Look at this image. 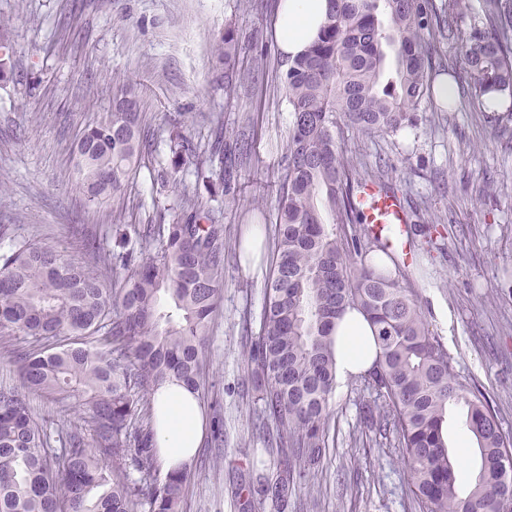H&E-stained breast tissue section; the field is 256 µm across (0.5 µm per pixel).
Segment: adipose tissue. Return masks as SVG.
Here are the masks:
<instances>
[{
  "label": "adipose tissue",
  "instance_id": "obj_1",
  "mask_svg": "<svg viewBox=\"0 0 512 512\" xmlns=\"http://www.w3.org/2000/svg\"><path fill=\"white\" fill-rule=\"evenodd\" d=\"M327 9V0H281L276 37L285 56L292 58L304 52L317 37ZM373 335L370 321L357 310H348L337 321V387H344L372 366L377 354ZM155 402L160 411L156 443L166 468L189 462L204 437L197 399L178 383L169 382L159 389Z\"/></svg>",
  "mask_w": 512,
  "mask_h": 512
}]
</instances>
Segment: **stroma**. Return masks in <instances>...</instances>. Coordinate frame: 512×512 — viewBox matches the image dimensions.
Masks as SVG:
<instances>
[{"mask_svg": "<svg viewBox=\"0 0 512 512\" xmlns=\"http://www.w3.org/2000/svg\"><path fill=\"white\" fill-rule=\"evenodd\" d=\"M278 0H0L13 49L0 77V235L66 246L67 228L90 224L112 249L120 224L174 219L185 196L198 198L224 227V292L212 316L204 356L210 389L206 423L224 422V448H199L191 462L183 512H418L411 478L393 434H362L357 420L370 398L359 382L334 393L326 457L284 499L261 493L279 469L263 441L266 421L247 374L245 324H258L275 250V192H262L281 172L291 114L276 40ZM240 40L259 39L263 56L240 57L242 79L224 89L215 68L225 27ZM133 87L154 146L142 155L121 193L89 203L78 187L74 147L112 98ZM181 115L192 154L207 159L216 126L254 125L256 153L240 183L238 203L219 183H196L170 168L168 119ZM498 112L474 111L466 96L439 110L424 101L397 134L345 133L343 149L363 173H382L407 210L448 231L437 250L406 265L429 329L439 336L458 382L484 393L512 435V139L499 137ZM263 225L265 238L245 261L244 230ZM445 434L461 479L479 456L459 412Z\"/></svg>", "mask_w": 512, "mask_h": 512, "instance_id": "obj_1", "label": "stroma"}]
</instances>
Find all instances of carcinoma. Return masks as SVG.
Listing matches in <instances>:
<instances>
[{
    "instance_id": "obj_1",
    "label": "carcinoma",
    "mask_w": 512,
    "mask_h": 512,
    "mask_svg": "<svg viewBox=\"0 0 512 512\" xmlns=\"http://www.w3.org/2000/svg\"><path fill=\"white\" fill-rule=\"evenodd\" d=\"M318 38L288 60L283 86L291 127L282 154L272 276L247 367L275 427L281 468L264 493L275 499L319 468L335 390L336 320L365 313L379 349L359 376L372 399L361 423L395 432L419 512H512V437L484 394L456 381L419 301L401 285L398 251L363 223L356 191L364 179L345 156V131L394 133L434 98L444 71L425 35L455 41L458 69L475 111L488 96L512 97V0H482L479 24L459 29L469 0H329ZM247 46L231 29L218 58L224 85L238 77ZM174 172L190 163L182 121L173 117ZM255 130L216 136L209 161L223 172L224 196L237 189ZM149 148L140 102L130 89L78 139L75 167L95 202L122 188ZM171 224H133L122 251L104 253L86 225L68 234L75 254L13 238L0 252V349L21 388L0 389V512H182L190 465L161 473L155 393L176 381L204 397L203 350L223 293L224 225L193 199ZM32 339L19 347L15 338ZM79 413L57 428L59 447L35 419L29 396ZM464 410L479 465L460 486L443 425Z\"/></svg>"
}]
</instances>
